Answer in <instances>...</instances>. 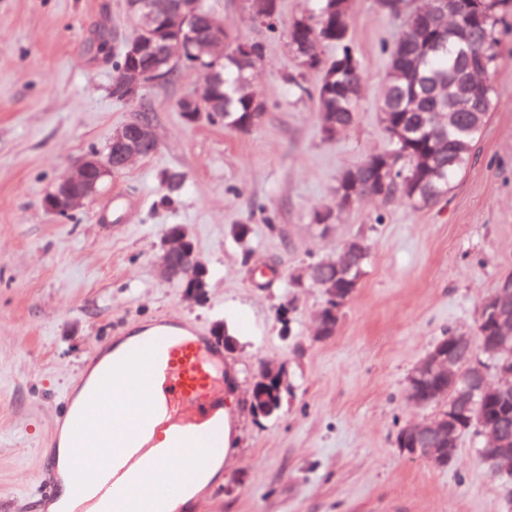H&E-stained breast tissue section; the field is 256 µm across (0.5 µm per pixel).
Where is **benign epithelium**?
Instances as JSON below:
<instances>
[{"label": "benign epithelium", "instance_id": "1", "mask_svg": "<svg viewBox=\"0 0 512 512\" xmlns=\"http://www.w3.org/2000/svg\"><path fill=\"white\" fill-rule=\"evenodd\" d=\"M127 9L135 22L138 35L127 43L125 55L127 65L119 74V79L131 87H140L147 82L162 84L174 69L190 61L195 66L212 75L214 68L224 60V21L211 12H200L193 0H127ZM461 13L460 0H432V7L414 12L409 31H425L439 18L458 19ZM203 17L210 36L201 39L196 33V20ZM482 22L479 12L471 14L467 24L458 28V33L468 56H478L485 49L484 42L474 38L473 30ZM158 29L171 32L165 38L148 39L147 33ZM487 81L465 78L466 96L462 99L467 108L478 101L485 90ZM209 104L206 94L189 95L183 100V117L189 123L199 121ZM158 148V140L150 120L139 118L127 122L112 132L109 151L106 154L90 152L77 165L64 172L56 180L54 190L43 199L46 211L66 217L81 209L86 201L98 194V180L104 176L119 173L135 161L148 157ZM354 239L344 242L336 255L324 263L347 273L350 271L348 252ZM160 276L166 280L186 276L190 284L184 295L195 302L203 299L208 286V268L196 252L188 229L179 225L167 231L164 247L158 259ZM323 289L331 302L334 315H339L350 296L335 288L324 287L315 273V267L308 265L298 271L295 284L302 288L306 283ZM492 324L499 337L512 339V278L501 280L498 287L480 304L476 330L484 324ZM479 337L466 332H455L448 345H439L431 350L413 369L409 376L408 399L420 406H426L430 397L419 391L417 376L433 373L458 387L456 399L470 400L478 393L512 398V350L503 348L498 352L506 355V360L495 367L494 379H489L481 367H474L461 357V353L474 350ZM476 426L478 436L483 439L484 448H498L494 458L483 456L484 448L478 449L480 460L489 466L491 473L498 477L512 476V452L502 430L488 427L483 422L473 424L458 410L457 404L448 406V412L440 413L428 421L409 423L398 433V446L409 455L430 462L452 461L458 448L460 435L471 426Z\"/></svg>", "mask_w": 512, "mask_h": 512}]
</instances>
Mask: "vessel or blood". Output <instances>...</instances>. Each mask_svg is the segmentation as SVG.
<instances>
[{
    "instance_id": "obj_1",
    "label": "vessel or blood",
    "mask_w": 512,
    "mask_h": 512,
    "mask_svg": "<svg viewBox=\"0 0 512 512\" xmlns=\"http://www.w3.org/2000/svg\"><path fill=\"white\" fill-rule=\"evenodd\" d=\"M161 326L122 352L104 344L109 357L96 382L81 404L65 403L61 412L75 438L70 469L92 512H159L161 501L182 493L166 475L173 450L183 449L182 469L197 473L208 453L200 437L224 432L236 379L223 347L189 323ZM101 447L108 456L90 464L92 449ZM42 463L45 478L35 493L41 505L59 496L53 452Z\"/></svg>"
}]
</instances>
